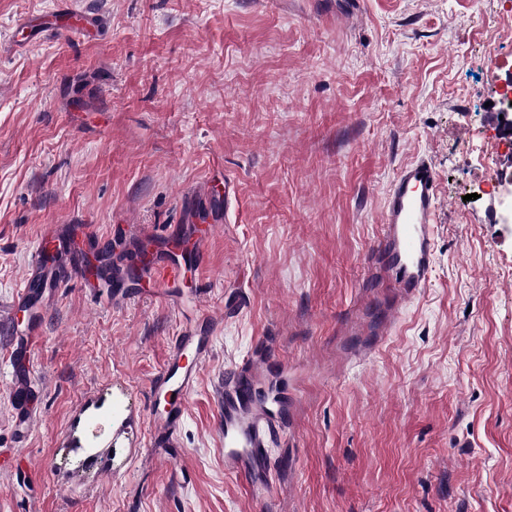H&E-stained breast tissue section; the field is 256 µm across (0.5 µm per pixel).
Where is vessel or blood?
<instances>
[{
  "label": "vessel or blood",
  "mask_w": 512,
  "mask_h": 512,
  "mask_svg": "<svg viewBox=\"0 0 512 512\" xmlns=\"http://www.w3.org/2000/svg\"><path fill=\"white\" fill-rule=\"evenodd\" d=\"M438 207L437 175L426 160L404 165L387 192L380 244L369 261V271L381 279L391 299L392 312L416 299L427 286L433 268L434 222ZM209 233H201L193 243L174 235L167 244L147 252L144 277L155 294L167 296L169 288L182 281L187 268L204 270ZM56 282L33 253L31 266L19 298L29 322L40 317L37 298L42 289ZM212 353V339L189 330L175 336L172 351L151 382V446L169 445L173 431L186 410V397L195 388L202 367ZM264 367L246 360L227 374L218 395L224 432V470L242 480L250 496L258 501L273 494L271 455L282 436L288 416L283 406L261 403L257 387ZM77 429L68 437V446L84 454L99 446L103 427L112 420L111 406L91 409L82 403L75 409Z\"/></svg>",
  "instance_id": "obj_1"
}]
</instances>
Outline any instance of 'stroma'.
Returning <instances> with one entry per match:
<instances>
[{"label": "stroma", "instance_id": "stroma-1", "mask_svg": "<svg viewBox=\"0 0 512 512\" xmlns=\"http://www.w3.org/2000/svg\"><path fill=\"white\" fill-rule=\"evenodd\" d=\"M31 15L47 29L15 47ZM512 0H0V305L44 229L131 269L147 236L218 215L174 308L61 274L25 386L0 324V512H512V164L496 136ZM427 158L435 259L386 340L367 262L386 192ZM212 354L171 448L150 383L197 303ZM258 395L295 408L271 504L224 471L215 386L259 348ZM132 427L93 460L65 443L85 397Z\"/></svg>", "mask_w": 512, "mask_h": 512}]
</instances>
